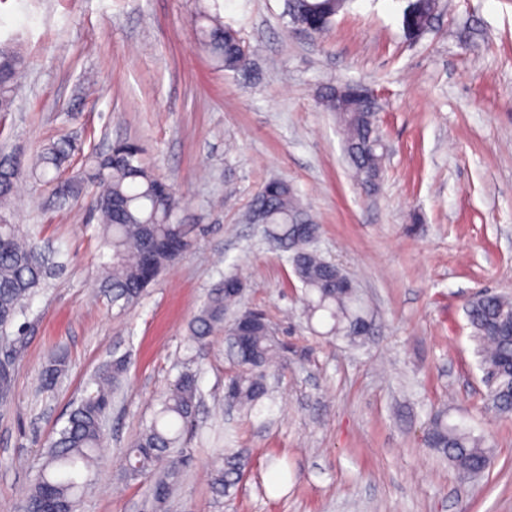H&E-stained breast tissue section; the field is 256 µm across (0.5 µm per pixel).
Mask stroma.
I'll return each instance as SVG.
<instances>
[{
  "label": "stroma",
  "mask_w": 512,
  "mask_h": 512,
  "mask_svg": "<svg viewBox=\"0 0 512 512\" xmlns=\"http://www.w3.org/2000/svg\"><path fill=\"white\" fill-rule=\"evenodd\" d=\"M211 0H0V40L28 59L0 141L23 156L58 138L79 153L135 140L182 199L193 248L126 310L99 288V226L86 203L58 207L24 182L13 221L58 252L62 269L32 298L0 407V512H20L49 440L113 352L131 356L106 421L108 452L79 512H152L121 460L181 370L200 368L188 463L168 512H512V418L483 400L465 308L475 289L512 294V0H439L430 29L407 24L414 0H350L326 33L288 25L284 0H218L250 50L248 78L202 48ZM357 83L380 105L388 150L378 190L349 177L328 85ZM287 181L320 226L318 246L354 281L368 336L312 332L284 253L251 223L268 181ZM263 310L295 353L272 372L261 414L224 410L223 332L196 352L189 323L224 276ZM69 367L50 391L52 353ZM447 411L492 448L463 482L425 436ZM232 434L249 473L215 497L210 471Z\"/></svg>",
  "instance_id": "stroma-1"
}]
</instances>
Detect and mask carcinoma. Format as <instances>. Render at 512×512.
<instances>
[{
	"mask_svg": "<svg viewBox=\"0 0 512 512\" xmlns=\"http://www.w3.org/2000/svg\"><path fill=\"white\" fill-rule=\"evenodd\" d=\"M348 0H286L287 24L303 27L308 15L318 14L328 29ZM437 7L435 0H418L411 24L425 27ZM201 45L226 72H248V50L238 33L224 26L221 17L204 12L198 16ZM27 60L10 40L0 42V112L13 110ZM325 109L336 114L353 177L366 187L377 185L386 146L377 125L378 106L354 84L326 87L321 94ZM75 152L71 137L45 145L29 160L0 152V332L16 327L19 316L50 273L49 257L41 245L19 233L11 222L10 205L18 184L34 179L47 183L64 173ZM89 201L102 232L99 265L101 291L112 304L124 309L136 303L166 269L193 247L190 229L180 223V197L175 187L155 175L144 163L142 147L119 141L108 154L86 157L83 168L68 178L59 204ZM252 207L269 216V236L288 253L293 273L304 290L308 321L318 317L329 325L326 335L342 336L354 343L366 334L363 305L352 280L316 246L320 226L293 230L303 207L294 189L284 181L268 182L254 196ZM240 294L224 284L211 289L189 327L188 343L204 349L211 335L255 312L240 309ZM466 318L479 354L486 387L484 400L500 414L512 415V296L478 292L468 302ZM266 317H260L244 340L238 367L224 387V402L245 413L269 396L267 378L275 366L288 365L285 344L268 335ZM128 354L113 355L87 383L86 394L74 406L58 437L48 443L44 461L23 500V512H78L90 473L100 461L103 424L114 394L127 381ZM67 356L54 354L41 373V388L53 389L64 376ZM14 361L0 363V404L11 398ZM197 372L183 371L162 394L160 408L150 424L130 443L123 457L121 477L149 482L150 497L162 509L180 486L184 443L196 419L199 403ZM426 443L450 461L467 478L482 476L492 449L461 423H450L447 414L434 417ZM248 465L243 448L224 446V460L211 471L212 493L222 498L242 482Z\"/></svg>",
	"mask_w": 512,
	"mask_h": 512,
	"instance_id": "carcinoma-1",
	"label": "carcinoma"
}]
</instances>
